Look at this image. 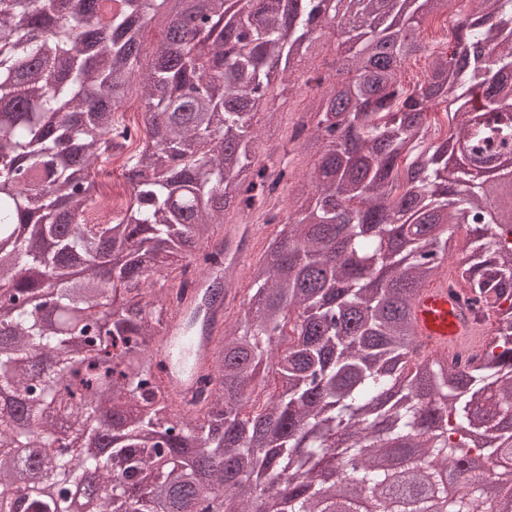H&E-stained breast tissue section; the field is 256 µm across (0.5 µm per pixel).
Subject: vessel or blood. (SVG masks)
Segmentation results:
<instances>
[{
    "instance_id": "obj_1",
    "label": "vessel or blood",
    "mask_w": 512,
    "mask_h": 512,
    "mask_svg": "<svg viewBox=\"0 0 512 512\" xmlns=\"http://www.w3.org/2000/svg\"><path fill=\"white\" fill-rule=\"evenodd\" d=\"M259 232L258 225L245 224L224 231V266L211 267L170 291V316L152 349L159 380L174 406L181 411L195 409L205 378L211 372L210 355L224 326V318L240 302V292H228L223 304L205 305L204 290L210 279L223 276L225 266H240ZM199 314L200 328L187 319ZM417 340L423 351L454 355L466 345H481L485 327L466 302L462 291L445 277L420 290L411 307Z\"/></svg>"
}]
</instances>
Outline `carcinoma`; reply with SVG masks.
<instances>
[{
    "mask_svg": "<svg viewBox=\"0 0 512 512\" xmlns=\"http://www.w3.org/2000/svg\"><path fill=\"white\" fill-rule=\"evenodd\" d=\"M440 0H74L53 21L54 0H0V229L11 263H0V305L13 310L0 346V387L51 442L56 406L80 431L100 435L119 463L99 512H194L224 489L223 512H257L253 482L277 469L302 481L282 512H356L336 497L322 467L340 448L351 493L391 512L392 447L414 442L407 475L432 487L412 512H501L512 480L484 494L483 473L466 475L454 505L438 488L460 449H488L457 435L478 429L512 441V205L502 204L484 166L512 161V0H470L452 17L453 41L429 55L423 80L402 82L423 51L420 30ZM165 11L161 43L142 32ZM349 20L340 43L354 75L336 85L307 69L317 33ZM142 78L143 122L116 117L130 80ZM297 76L312 91L293 130L320 153L301 205H290L250 268L236 325L212 354L213 373L195 414L174 407L148 356L166 305L149 280L222 262L199 241L270 188L253 162V117L268 91ZM444 113L446 137L427 141ZM135 140L125 166L129 201L111 221L92 220L112 142ZM472 146L475 166L448 174V150ZM471 248L453 271L468 302L495 325L484 350L453 361L421 355L411 319L419 289L436 278L457 229ZM77 262L112 269L101 307L114 326L77 357L71 325L95 331L81 312L94 289L67 279ZM125 348L119 374L116 343ZM32 348L56 368L33 383ZM277 391L253 400L261 373ZM17 415L0 418V470L37 446ZM96 455L63 448L32 467L31 497L0 483V512H71L64 495Z\"/></svg>",
    "mask_w": 512,
    "mask_h": 512,
    "instance_id": "obj_1",
    "label": "carcinoma"
}]
</instances>
